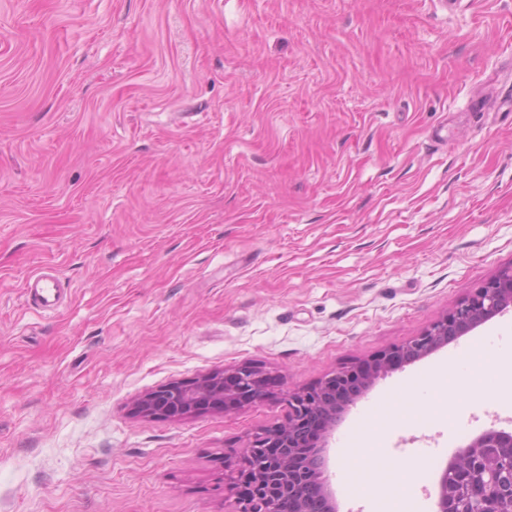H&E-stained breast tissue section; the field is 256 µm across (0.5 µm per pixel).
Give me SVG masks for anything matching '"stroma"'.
<instances>
[{"instance_id": "obj_1", "label": "stroma", "mask_w": 512, "mask_h": 512, "mask_svg": "<svg viewBox=\"0 0 512 512\" xmlns=\"http://www.w3.org/2000/svg\"><path fill=\"white\" fill-rule=\"evenodd\" d=\"M54 264L61 306L25 304ZM512 264V0H0V512H230L225 463L281 389L405 343ZM512 308L379 378L327 438L338 512H434L512 402L382 429L381 401ZM250 364L271 397L138 398ZM416 464L413 485L390 466ZM349 455L352 463L374 464L383 457V445L374 430H370Z\"/></svg>"}]
</instances>
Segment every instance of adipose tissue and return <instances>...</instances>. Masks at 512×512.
I'll return each instance as SVG.
<instances>
[{
    "label": "adipose tissue",
    "mask_w": 512,
    "mask_h": 512,
    "mask_svg": "<svg viewBox=\"0 0 512 512\" xmlns=\"http://www.w3.org/2000/svg\"><path fill=\"white\" fill-rule=\"evenodd\" d=\"M432 396L423 408L428 418L447 423L463 403L481 397L512 399V358L489 366L482 345L470 352V366L464 377H456L448 364L436 367L429 376Z\"/></svg>",
    "instance_id": "ef3b65f1"
}]
</instances>
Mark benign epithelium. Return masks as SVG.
Wrapping results in <instances>:
<instances>
[{"mask_svg":"<svg viewBox=\"0 0 512 512\" xmlns=\"http://www.w3.org/2000/svg\"><path fill=\"white\" fill-rule=\"evenodd\" d=\"M512 307V263L408 342L379 353L368 371L343 366L311 388L283 392L284 420L250 437L244 446L248 469L232 471L233 483L247 487L231 512H336L327 477L325 442L307 445L303 433L314 420L327 432L351 400L341 392H363L406 363L445 346ZM270 396L266 375L240 366L208 373L194 381L169 384L143 397L146 416L182 418L202 410L225 412ZM435 512H512V431L489 428L459 448L440 469Z\"/></svg>","mask_w":512,"mask_h":512,"instance_id":"benign-epithelium-1","label":"benign epithelium"}]
</instances>
